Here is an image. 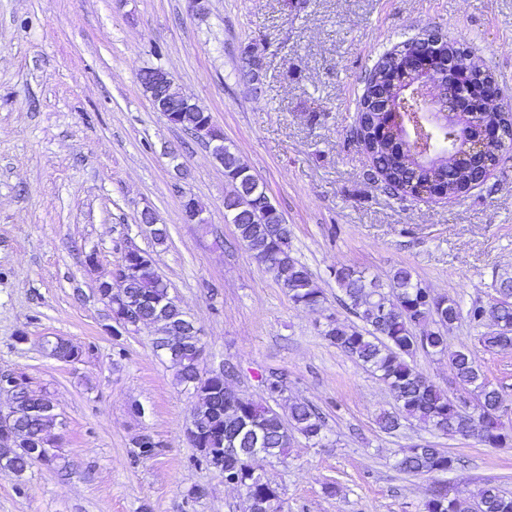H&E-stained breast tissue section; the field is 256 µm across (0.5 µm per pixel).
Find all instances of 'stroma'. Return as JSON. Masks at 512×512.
<instances>
[{"mask_svg":"<svg viewBox=\"0 0 512 512\" xmlns=\"http://www.w3.org/2000/svg\"><path fill=\"white\" fill-rule=\"evenodd\" d=\"M0 0V372L46 390L68 468L0 470V512H241L243 494L190 465L184 429L196 397L157 357L154 328L112 337L97 288L128 248L149 253L169 292L201 331L203 371L232 367L233 389L265 398L263 380L287 376V395L321 408L327 438L291 442L287 462L264 467L282 512H424L434 482L473 501L488 485L512 494V442L491 448L419 423L377 425L395 411L376 376L320 334L346 318L334 271L343 264L387 282L409 268L462 309L488 304L512 275V152L456 200L402 199L368 176L349 135L363 80L397 43L439 28L472 48L512 102V0ZM259 59L262 83L238 59ZM162 68L209 112L282 212L294 257L324 293L296 307L224 219V170L205 145L154 111L140 72ZM205 223L182 219L179 191ZM167 225L157 243L142 211ZM96 251L88 270L83 255ZM461 317L448 348L467 346L512 404V352L491 354ZM26 342H19V335ZM87 346L79 362L44 353L41 339ZM162 448L133 461L131 441ZM427 444L456 468L409 476L395 451ZM201 488L189 497L191 488Z\"/></svg>","mask_w":512,"mask_h":512,"instance_id":"stroma-1","label":"stroma"}]
</instances>
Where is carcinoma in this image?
I'll return each mask as SVG.
<instances>
[{"label":"carcinoma","instance_id":"obj_1","mask_svg":"<svg viewBox=\"0 0 512 512\" xmlns=\"http://www.w3.org/2000/svg\"><path fill=\"white\" fill-rule=\"evenodd\" d=\"M428 49L416 39H408L383 53L370 70L359 106L360 136L358 143L371 158L372 171L384 188L399 198L416 197L417 189L427 184L442 195L466 194L476 184L484 183L499 161L500 152L512 147V104L496 120L499 137L485 149L474 148V142L460 136L462 128L455 124L433 129L409 130L400 125L387 137L379 134L386 114L403 110L423 112L425 107L411 91L400 93L397 86H411L416 75L405 69L406 59L426 53ZM450 68L470 73L473 87H478L480 65L470 48L455 41L448 43ZM209 115L187 107L180 113V129L202 138L201 129ZM491 117L475 106L465 127L473 138L483 133ZM461 141L456 157L435 160L428 155L434 144ZM230 190L224 195L225 218L235 224L238 241L265 270L273 276L297 307L316 310L324 302L323 291L315 285L311 273L292 255V230L282 213L241 160L237 152L224 147L219 157ZM335 279L343 293L342 306L354 314L362 326L326 318L324 338L336 348L378 374L398 403V411L378 416L379 428L390 433L401 420L417 421L448 436L465 434L477 442L501 447L507 437L494 435L489 429L470 424L468 415L460 411L454 399L427 379L413 363L419 351L432 355L450 354L455 382L474 395V400L488 409L500 401L502 392L490 382L472 352L466 346L448 352L447 332L460 319L458 303L445 295H431L424 300L418 280L410 270H393L389 282L380 284L361 271L343 265L336 269ZM497 300L489 306H473L467 311L469 320L478 326L489 325L479 336V343L492 353L512 351V277L500 278L495 284ZM121 304L134 311L136 320L160 321V326L181 330L176 346L164 348L155 337L153 352L166 357L176 368L180 385L198 396L195 410L197 426L205 438L193 444L197 454L193 463L212 472L222 471L235 477V486L243 491V512H256L262 506L281 512L279 488L265 480L263 463L286 462L289 455L288 428L309 441L325 436L326 424L317 409L302 400L288 401V416L268 405L234 395V408L224 406V380L203 374L200 368L201 337L186 318V312L169 295L167 285L151 269L134 271L119 296ZM42 345L55 359H80L89 349L62 339L43 337ZM12 430L0 434V469L21 478L34 464L64 467L65 460L55 446L57 413L52 398L45 390H35L12 408ZM251 424L258 436V454L247 451L250 438L238 443L234 456L224 455V440L237 432L243 422ZM132 457L148 459L158 453L161 444L150 435L133 439ZM455 459L442 448L415 445L395 453V466L406 474H439L453 469ZM425 512H512V496L491 486L482 489L471 503L449 498L442 486L430 490Z\"/></svg>","mask_w":512,"mask_h":512}]
</instances>
